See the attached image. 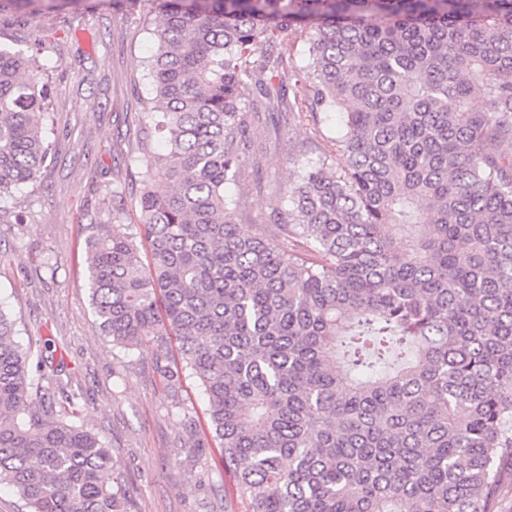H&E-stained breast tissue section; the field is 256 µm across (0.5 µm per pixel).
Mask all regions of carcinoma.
<instances>
[{
	"mask_svg": "<svg viewBox=\"0 0 512 512\" xmlns=\"http://www.w3.org/2000/svg\"><path fill=\"white\" fill-rule=\"evenodd\" d=\"M140 219L97 224L112 345L179 340L251 512H492L512 472V0H159ZM306 33L296 120L336 112V171L291 158L258 232L225 184L259 172L250 83ZM40 77L0 47V194L47 159ZM165 183L166 194L154 185ZM0 309V484L29 512H126L71 376Z\"/></svg>",
	"mask_w": 512,
	"mask_h": 512,
	"instance_id": "1",
	"label": "carcinoma"
}]
</instances>
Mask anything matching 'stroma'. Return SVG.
<instances>
[{"label":"stroma","instance_id":"obj_1","mask_svg":"<svg viewBox=\"0 0 512 512\" xmlns=\"http://www.w3.org/2000/svg\"><path fill=\"white\" fill-rule=\"evenodd\" d=\"M152 0H30L0 12V46L36 50L45 73L44 126L51 155L37 182L0 196V309L15 340L39 354L53 339L82 397L78 421L98 431L117 460L128 512H249L224 470L218 445L195 447L208 426L207 401L190 376L167 382L177 342L146 337L133 349L103 336L89 299L86 240L94 225L137 223L142 168L136 134L147 126L152 91L144 62L155 50ZM287 60L263 80L293 91L307 65L304 33L289 32ZM334 112L272 126L260 120L263 186L250 174L228 183L245 229L270 223L285 207L289 158L310 144L328 148Z\"/></svg>","mask_w":512,"mask_h":512}]
</instances>
